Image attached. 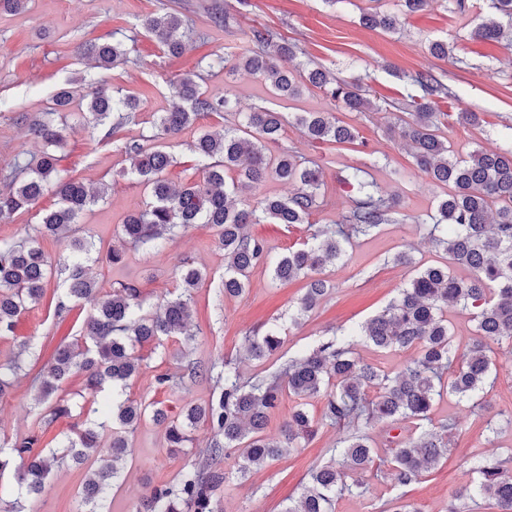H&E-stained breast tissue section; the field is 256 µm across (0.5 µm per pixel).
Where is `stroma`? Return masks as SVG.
I'll return each mask as SVG.
<instances>
[{
    "mask_svg": "<svg viewBox=\"0 0 512 512\" xmlns=\"http://www.w3.org/2000/svg\"><path fill=\"white\" fill-rule=\"evenodd\" d=\"M373 6L391 11L395 0H337L333 5L326 0H28L22 11L0 14V189L10 182L17 155L30 160L39 153L41 145L29 128L50 110L60 88L73 82L81 86L91 83L111 95L137 96L135 118L124 122L109 138L103 130L84 127L73 113L56 116L66 137L57 151L61 173L95 187H109L106 197L76 226L78 235L95 245L93 275L106 291L120 282L138 285L150 305L174 288L178 262L203 268L207 276L193 294L191 359L220 369L225 359L234 358L246 377L273 371L289 358L382 311L407 284L414 266L442 257L429 230L444 190L417 168L394 114L380 109L340 112L330 97L316 88L288 102L275 96L267 82L244 72L228 79L216 68L202 83L209 97L231 94L237 111L204 115L196 126L182 132L172 149L176 162L167 174L177 185L201 176L188 149L198 131L223 130L236 123L242 112L266 108L287 117L296 112H333L358 131L357 142L319 144L289 123L279 143L270 145L271 153L294 151L321 172V205L308 223L251 225V234L266 240L270 259H278L306 241L313 227L336 224L349 214L358 196L356 188L341 181L349 168H361L365 180L375 183L380 194L398 202L397 222L354 238L342 259L324 270L332 286L330 295L313 311L299 316L296 325L291 318L298 316L304 279L274 282L269 266L264 265L251 272L245 293L225 295L224 252L207 226H189L162 247L126 248L121 263L107 262V252L119 243L125 216L144 208L147 201L143 186L128 173L131 161L122 145L153 135L159 115L171 103L170 82L175 76L196 71L198 65L219 55L242 54L249 46L251 27L259 25L298 43L306 58L337 76L361 77L381 99L403 98L410 90L406 78L415 72L429 70L443 76L450 96L442 110L453 115L467 109L481 113L484 119L479 126L453 118L442 125L443 135L460 154L496 149L504 136L512 134V47L504 41H482L471 35L489 16L485 0H468L462 14L455 0H434L428 11L409 17L404 30L394 34L360 25V13ZM168 8L179 9L194 31L186 51L177 58L165 55L141 27L145 15ZM216 8L227 16L220 26L210 19ZM91 39L122 43L128 63L113 69L92 66L78 53L79 44ZM434 41L447 42L454 61L432 57L428 46ZM55 204V196L48 193L28 209L0 220V239L20 242L34 235L42 213ZM405 249L410 250L414 266L394 263V255ZM57 287V280L49 279L45 299L19 316L13 335L0 336L2 360L12 357L26 340L41 348L39 357L24 359L22 375L0 399L1 443L33 429L39 409L31 377L61 342L78 334L89 315L88 310L78 308L65 320L54 317L50 298ZM272 328L281 332L279 349L261 361L247 359L249 337ZM141 353L145 357L142 370L123 388L122 398L161 403L173 416L186 407L208 403L212 380L200 378L173 389L156 388L154 374L175 370L176 364L149 345ZM497 362V376L484 398L482 415L473 414L468 402L454 396L441 401L432 413L437 423L452 419L457 437L448 459L406 489V500L417 503L423 512H447L448 500L467 481L474 458L503 459L512 453V429L501 428L495 435L486 429L487 418L512 414V354L500 349ZM337 438L334 429L319 428L304 447L253 471L246 479L226 483L217 496V512H284L299 497L308 472L329 458ZM131 446L133 453L126 459L122 480L111 493L110 512H133L146 484L170 481L188 461L186 455L167 454L163 428L149 419L134 433ZM86 475L85 469L71 466L56 471L44 484L38 512H76Z\"/></svg>",
    "mask_w": 512,
    "mask_h": 512,
    "instance_id": "1",
    "label": "stroma"
}]
</instances>
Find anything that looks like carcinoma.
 Instances as JSON below:
<instances>
[{
  "mask_svg": "<svg viewBox=\"0 0 512 512\" xmlns=\"http://www.w3.org/2000/svg\"><path fill=\"white\" fill-rule=\"evenodd\" d=\"M401 13L363 12L360 25L380 27L398 33L406 18L427 10L432 0H399ZM496 19L479 23L473 36L498 41L508 36L512 45V0H487ZM142 27L164 54L180 56L185 50L187 23L177 11L144 18ZM249 48L243 56L218 57L224 74L242 69L271 83L272 92L295 98L302 91L317 88L329 95L336 106L348 112H364L375 106L369 88L360 79L339 78L311 62L281 68L277 60L297 59L300 48L285 42L266 27H253ZM81 55L105 68L127 62L126 52L109 42H88L79 47ZM202 75L187 74L173 82L174 94L168 111L162 113L151 136L154 145L138 140L125 144V152L136 159L131 174L149 193V201L139 212L129 214L121 226L123 244H143L171 239L175 229L204 224L213 230L224 250V295L238 296L249 283V273L266 264L264 241L252 236V224H307L319 206L320 182L317 170L302 166L289 150L266 154V145L282 138L285 120L280 112L260 109L246 113L244 121L222 133L200 130L190 145L202 167V177L178 187L165 177L174 162L166 151L167 142L195 125L204 114L227 112L231 98L212 99L199 84ZM422 95L410 96L409 120L403 122L402 136L415 149L417 167L432 181L448 187L439 199L433 216V241L448 255V261L418 270L397 297L370 318L356 335L379 351H401L407 358L395 372H385L354 356L355 341L332 338L296 357L277 370L245 380L236 363L224 361V372L180 356L179 372L154 375L158 388H172L185 380L215 377L217 393L204 406H189L182 417L168 420L158 407L130 399L101 397L105 388L127 385L138 376L144 357L138 348L145 344L165 347L166 341L180 344L192 339L188 330L193 290L206 274L190 263L177 267L178 288L156 306L143 310L141 292L132 284H121L103 292L89 273L87 258L92 244L69 238L70 253L52 263L37 239L25 243L0 241V335L13 333L15 319L45 295L48 279L56 277L64 285L55 299L54 314L61 318L79 305L92 314L78 335L61 343L52 359L32 379L37 404L44 406L41 420L51 422L71 415L68 400L58 391L73 377L84 379L85 398L94 418L71 430L66 440L49 448L40 446L36 432L9 446L0 445V478L13 474L17 490L36 507V499L53 471L71 462H91L79 492L77 512H104L109 489L119 477L120 465L131 453L130 438L143 418L149 416L165 429L168 452L188 453L192 432L202 424L208 438L168 482L149 487L136 512H214L216 492L236 476L246 477L275 461L300 440L312 437L320 424L341 430L330 459L310 473L297 505L284 512H335L336 498L344 494L364 495L369 481L391 475L394 486L408 487L435 469L448 457L455 423L435 426L431 412L436 402L450 394L483 409V397L496 376V348L508 343L512 348V140L497 152L474 150L465 156L454 153L448 140L439 134V100L448 96L446 86L430 71L411 78ZM75 99L69 87L59 89L51 111L31 128L43 145L36 163L14 160L9 186L0 191V218L29 208L45 192L58 198L57 207L40 218L38 236H58L72 231V225L103 199L81 181L64 178L57 168L56 148L64 136L51 113L67 112ZM93 127L115 117L128 120L139 108L132 95L107 96L100 93L80 96ZM295 122L302 134L313 141L351 143L357 130L325 112H301ZM268 178L294 187L286 197H266L254 205L237 207L229 195L259 184ZM343 181L355 186L360 197L342 222L318 228L311 240L293 247L272 266L273 280L289 282L307 278L300 299L299 314L315 309L329 292L327 281L317 277L326 264L338 260L344 244L365 235L381 224L396 221V203L380 196L363 170L352 167ZM459 266L466 275L457 276ZM458 309L470 315L474 336L469 348L457 354L447 313ZM281 345L278 333L269 331L248 341L247 357L262 360ZM20 368L16 358L0 361V398ZM299 399L288 414L281 439L265 437L270 413L284 394ZM321 397L320 418L307 408V400ZM415 422V436L391 441V456L375 464L369 434L377 422ZM234 459L230 468L221 461ZM476 478L456 491L448 502V512H468L461 504L477 497L491 499L498 512H512V463L476 459Z\"/></svg>",
  "mask_w": 512,
  "mask_h": 512,
  "instance_id": "obj_1",
  "label": "carcinoma"
}]
</instances>
